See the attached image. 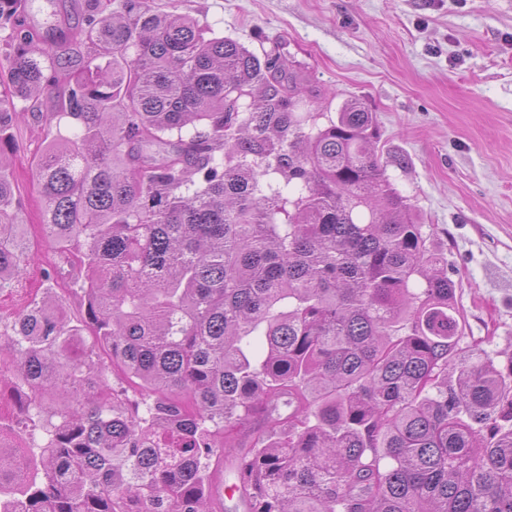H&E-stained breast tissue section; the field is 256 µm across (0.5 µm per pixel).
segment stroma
Listing matches in <instances>:
<instances>
[{
    "mask_svg": "<svg viewBox=\"0 0 512 512\" xmlns=\"http://www.w3.org/2000/svg\"><path fill=\"white\" fill-rule=\"evenodd\" d=\"M176 6L218 36L256 54L277 52L301 68L307 107L335 116L357 99L375 113L387 173L448 259L465 336L490 352L512 342V0H148ZM85 0H26L21 19L76 22ZM65 80L43 85L37 101L8 92L0 103L20 117L0 131L5 171L22 202L31 259L15 288L0 292V361L14 315L46 288L78 318L77 272L45 240L37 161L57 134L43 114L64 97ZM53 281H46L45 273ZM15 383L0 385V425L12 443L42 439L18 426Z\"/></svg>",
    "mask_w": 512,
    "mask_h": 512,
    "instance_id": "stroma-1",
    "label": "stroma"
}]
</instances>
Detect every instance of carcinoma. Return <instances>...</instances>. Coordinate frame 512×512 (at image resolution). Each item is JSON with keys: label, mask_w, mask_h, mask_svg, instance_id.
Here are the masks:
<instances>
[{"label": "carcinoma", "mask_w": 512, "mask_h": 512, "mask_svg": "<svg viewBox=\"0 0 512 512\" xmlns=\"http://www.w3.org/2000/svg\"><path fill=\"white\" fill-rule=\"evenodd\" d=\"M22 2L0 19L32 99L57 60ZM59 37L87 52L46 120L80 134L37 163L42 223L85 310L49 287L4 333L0 382L51 407L39 451L0 448V512H215L242 429L247 512H512V342L463 343L375 115L319 124L280 55L147 0ZM13 199L0 178V292L29 258Z\"/></svg>", "instance_id": "obj_1"}]
</instances>
